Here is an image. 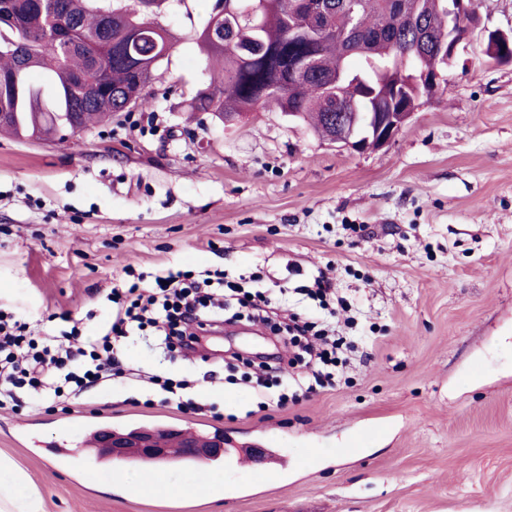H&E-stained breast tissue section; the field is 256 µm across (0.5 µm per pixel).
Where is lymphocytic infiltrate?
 <instances>
[{"label": "lymphocytic infiltrate", "instance_id": "f902f5d3", "mask_svg": "<svg viewBox=\"0 0 512 512\" xmlns=\"http://www.w3.org/2000/svg\"><path fill=\"white\" fill-rule=\"evenodd\" d=\"M223 273L209 270L167 272L154 278L150 288L131 284L115 289L116 307L86 347L76 346L77 329L57 336H32L26 323L0 312V408L15 403L20 389L65 404L70 396L105 381L125 376L118 356L122 339L144 328H153L159 344L170 354L193 351L199 335L214 324V309L230 307L259 312V321L279 335L287 356L275 363L243 360L226 362V381L254 383L267 388L288 378L292 388L312 390L313 386L336 383V368L345 340L331 325L337 309L345 308L330 282L317 278L309 294L317 299L322 316L294 312L280 317L270 311L271 295L265 291L239 288L217 293L213 281Z\"/></svg>", "mask_w": 512, "mask_h": 512}]
</instances>
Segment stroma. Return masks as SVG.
Wrapping results in <instances>:
<instances>
[{"mask_svg": "<svg viewBox=\"0 0 512 512\" xmlns=\"http://www.w3.org/2000/svg\"><path fill=\"white\" fill-rule=\"evenodd\" d=\"M215 3L161 0L177 44L130 115L65 142L0 132V311L36 336L72 320L89 338L133 274L219 269L316 315L305 290L326 269L349 304L336 332L360 339L346 379L262 411L224 361L283 354L263 325L222 324L204 355L176 358L144 330L122 341L124 368L188 380L183 395L164 404L115 379L62 407L22 391L0 408V453L45 512H512V63L485 52L486 32H512V0H474L480 29L439 93L365 152L280 112L225 125L187 111L212 77L196 39ZM79 421L219 430L235 446L268 435L292 465L272 488L240 467L218 496L132 498L111 463L96 465L113 480L98 489L67 456ZM354 437L358 451L336 456Z\"/></svg>", "mask_w": 512, "mask_h": 512, "instance_id": "obj_1", "label": "stroma"}]
</instances>
